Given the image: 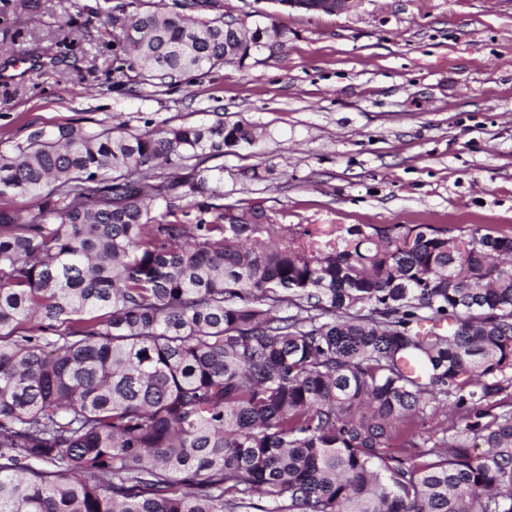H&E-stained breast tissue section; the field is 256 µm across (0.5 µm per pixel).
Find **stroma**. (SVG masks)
Segmentation results:
<instances>
[{"label": "stroma", "mask_w": 512, "mask_h": 512, "mask_svg": "<svg viewBox=\"0 0 512 512\" xmlns=\"http://www.w3.org/2000/svg\"><path fill=\"white\" fill-rule=\"evenodd\" d=\"M146 0H0V152L65 125L246 121L263 136L205 159L224 202L255 209L311 248L356 225L433 224L450 237L512 228V0H358L341 15L272 0L195 13L269 14L280 46L173 89L113 63L116 17ZM59 43L31 68L13 53Z\"/></svg>", "instance_id": "1"}]
</instances>
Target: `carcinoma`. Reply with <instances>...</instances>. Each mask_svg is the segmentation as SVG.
<instances>
[{
	"label": "carcinoma",
	"mask_w": 512,
	"mask_h": 512,
	"mask_svg": "<svg viewBox=\"0 0 512 512\" xmlns=\"http://www.w3.org/2000/svg\"><path fill=\"white\" fill-rule=\"evenodd\" d=\"M127 22L115 70L157 87L288 41ZM261 137L65 126L0 153V200L35 199L0 207V512H512V229L353 226L309 253L199 168Z\"/></svg>",
	"instance_id": "1"
}]
</instances>
